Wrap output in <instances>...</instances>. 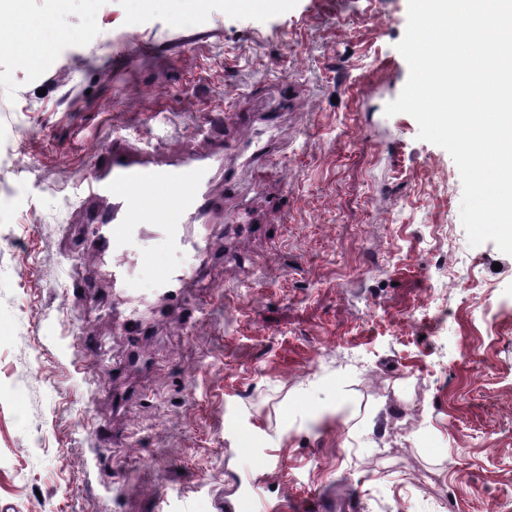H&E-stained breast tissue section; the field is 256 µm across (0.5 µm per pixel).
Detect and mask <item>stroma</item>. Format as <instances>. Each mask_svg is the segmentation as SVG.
<instances>
[{"instance_id": "stroma-1", "label": "stroma", "mask_w": 512, "mask_h": 512, "mask_svg": "<svg viewBox=\"0 0 512 512\" xmlns=\"http://www.w3.org/2000/svg\"><path fill=\"white\" fill-rule=\"evenodd\" d=\"M408 0H25L57 37L0 49V508L512 512V256L470 246L450 155L386 116ZM281 114L278 159L229 131L224 212L175 251L146 225L128 285L76 186L112 132L190 145L213 113ZM158 266L195 272L186 299ZM93 285L91 298L76 290ZM137 312L148 362L118 326ZM291 512H352L356 504L348 497L326 490L306 499L292 500L287 505Z\"/></svg>"}]
</instances>
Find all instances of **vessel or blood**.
<instances>
[{
	"mask_svg": "<svg viewBox=\"0 0 512 512\" xmlns=\"http://www.w3.org/2000/svg\"><path fill=\"white\" fill-rule=\"evenodd\" d=\"M204 152H185L163 160L145 143L116 134L92 159L79 187L81 223L98 244L99 257L111 258L114 287L125 285L121 254L128 251L142 225L159 229L174 249L187 245L184 225L224 213L223 197L209 183L224 169V139L212 136ZM289 512H355L348 497L326 490L290 501Z\"/></svg>",
	"mask_w": 512,
	"mask_h": 512,
	"instance_id": "b4317fda",
	"label": "vessel or blood"
}]
</instances>
